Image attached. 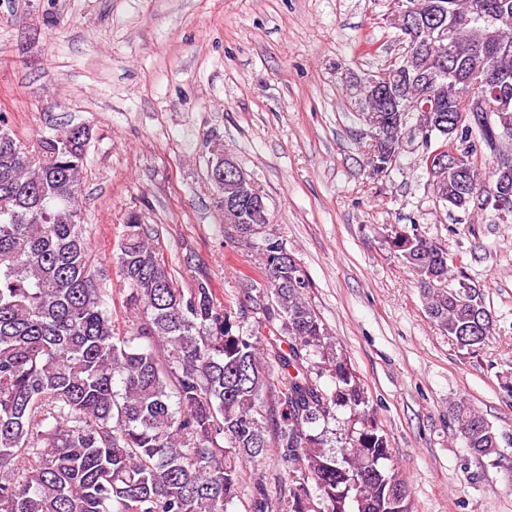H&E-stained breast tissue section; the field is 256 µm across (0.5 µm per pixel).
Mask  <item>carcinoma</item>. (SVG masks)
Wrapping results in <instances>:
<instances>
[{
	"mask_svg": "<svg viewBox=\"0 0 512 512\" xmlns=\"http://www.w3.org/2000/svg\"><path fill=\"white\" fill-rule=\"evenodd\" d=\"M428 15L455 13V56L448 44L415 50L412 71L439 68L512 77V0H413ZM498 17L508 52L494 58L486 17ZM441 127L456 121L462 92L433 87ZM390 150L400 156L402 112L382 113ZM512 107L476 112L465 136L487 156L494 182L512 189V171L493 167ZM89 128L75 125L28 147L0 112V512H228L239 497L243 464L275 457L288 496L271 498L261 477L253 512H411L387 433L343 349L307 299L309 281L278 237L250 223L224 177V224L255 246L263 281L243 292L264 345L244 317L214 301L204 278L189 295L133 214L113 252L131 331L118 332L108 289L97 278L81 224L79 190ZM373 174L391 163L373 143ZM436 198L467 209L482 197L478 165L432 176ZM388 253L415 273L428 318L459 349L476 350L494 325L484 293L465 281L445 289L448 252L416 225L382 229ZM471 457H504L498 433L464 401L449 407Z\"/></svg>",
	"mask_w": 512,
	"mask_h": 512,
	"instance_id": "obj_1",
	"label": "carcinoma"
}]
</instances>
